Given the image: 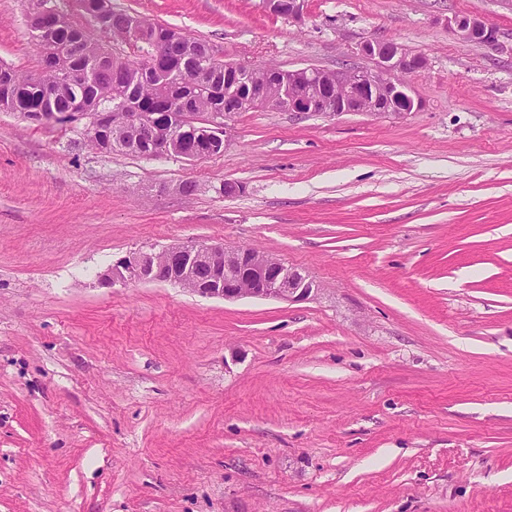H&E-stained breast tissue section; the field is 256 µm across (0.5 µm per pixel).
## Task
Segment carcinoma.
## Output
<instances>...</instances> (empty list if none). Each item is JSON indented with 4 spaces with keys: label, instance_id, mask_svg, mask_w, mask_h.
<instances>
[{
    "label": "carcinoma",
    "instance_id": "cac0c4a2",
    "mask_svg": "<svg viewBox=\"0 0 512 512\" xmlns=\"http://www.w3.org/2000/svg\"><path fill=\"white\" fill-rule=\"evenodd\" d=\"M90 25L117 39L136 34L141 43L165 48L164 68L158 72L146 60L116 56L64 15L45 30L37 18L29 24L30 36L42 54L41 67L24 74L0 68V111L19 112L40 122L50 116L60 124L74 123L88 112L114 115L111 124L83 133L84 142L104 154L149 155L140 126L128 113L170 117L157 126L156 135L176 149H193L206 156L222 153L202 134L183 126L187 114L206 121L236 111L253 86L276 89L283 72L272 65L259 71L236 69L217 58L213 48L182 30L147 16L118 13L101 6L103 0H78Z\"/></svg>",
    "mask_w": 512,
    "mask_h": 512
}]
</instances>
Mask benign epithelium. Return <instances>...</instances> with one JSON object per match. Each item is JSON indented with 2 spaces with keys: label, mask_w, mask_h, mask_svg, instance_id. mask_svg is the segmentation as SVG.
Instances as JSON below:
<instances>
[{
  "label": "benign epithelium",
  "mask_w": 512,
  "mask_h": 512,
  "mask_svg": "<svg viewBox=\"0 0 512 512\" xmlns=\"http://www.w3.org/2000/svg\"><path fill=\"white\" fill-rule=\"evenodd\" d=\"M449 26L458 38L476 46L498 40L497 30L476 17L458 16L449 21ZM360 51L373 66L344 64L335 69L288 71V111L326 116L361 113L372 117H400L417 111L420 102L410 94L406 77L422 68L426 59L385 39L366 40ZM270 100L267 86L253 89L252 108L265 109ZM141 127L151 145L150 155H173L171 144L154 136L155 119L143 118ZM198 267L207 269L203 281L195 277ZM102 280L112 286L167 282L224 300L272 298L300 302L315 291L311 279L272 254L207 242L142 247L112 263Z\"/></svg>",
  "instance_id": "obj_1"
}]
</instances>
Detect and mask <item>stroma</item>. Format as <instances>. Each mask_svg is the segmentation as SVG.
<instances>
[{
    "mask_svg": "<svg viewBox=\"0 0 512 512\" xmlns=\"http://www.w3.org/2000/svg\"><path fill=\"white\" fill-rule=\"evenodd\" d=\"M111 3L252 67H365L391 39L427 60L421 106L237 112L191 161L0 112V512H512V5L304 0L297 24L262 0ZM44 8L84 22L0 0V65L39 69ZM191 240L274 253L317 292L99 281ZM449 26L458 38L476 46L490 45L498 40L497 30L476 17H454Z\"/></svg>",
    "mask_w": 512,
    "mask_h": 512,
    "instance_id": "obj_1",
    "label": "stroma"
}]
</instances>
